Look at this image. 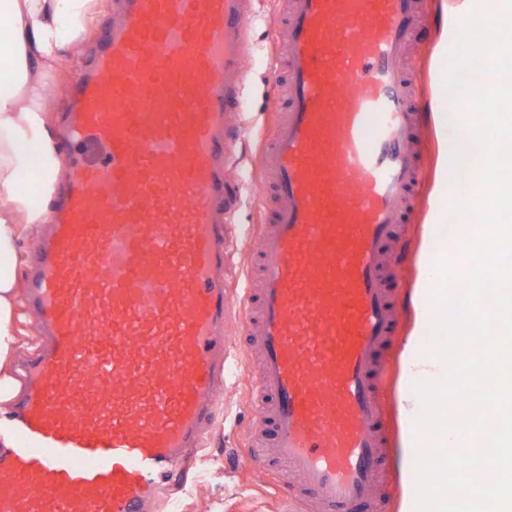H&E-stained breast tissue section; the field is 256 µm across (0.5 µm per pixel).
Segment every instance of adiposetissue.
<instances>
[{"instance_id": "adipose-tissue-1", "label": "adipose tissue", "mask_w": 512, "mask_h": 512, "mask_svg": "<svg viewBox=\"0 0 512 512\" xmlns=\"http://www.w3.org/2000/svg\"><path fill=\"white\" fill-rule=\"evenodd\" d=\"M103 2L0 0V18L10 23L0 37V71L5 74L0 81V401L15 394L4 370L19 347V242L23 231L49 221L47 210L34 204L24 176L36 173L47 194L62 166L46 120L44 87Z\"/></svg>"}]
</instances>
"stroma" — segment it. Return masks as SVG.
<instances>
[{
	"label": "stroma",
	"instance_id": "obj_1",
	"mask_svg": "<svg viewBox=\"0 0 512 512\" xmlns=\"http://www.w3.org/2000/svg\"><path fill=\"white\" fill-rule=\"evenodd\" d=\"M284 8L283 0H256L255 14L251 17L250 37L254 51L248 61L249 92L245 107V139L242 144L244 158H251L259 136L269 131V103L273 88L268 73L273 65L270 19ZM442 25H435L424 34L423 44L416 48V59L421 64L424 88L423 106L431 112L439 108L445 94L437 82L441 70L438 41ZM428 142L426 183L422 193V209L416 222L410 223L411 243L408 273L401 295L403 320L391 353L383 388L387 394L391 413H398L402 389L409 385L403 376L402 347L405 336L412 328V292L418 278L419 254L422 242L431 237L437 224L432 217L437 159L442 137L435 124L424 131ZM241 290L231 294V311L227 324L229 363L231 372L222 389L215 394L217 419L204 436V445L194 457V465L184 487L158 505L157 512H282L271 488L272 472L245 462V442L251 416L249 387L250 374L242 363L240 302Z\"/></svg>",
	"mask_w": 512,
	"mask_h": 512
}]
</instances>
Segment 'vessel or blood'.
I'll return each instance as SVG.
<instances>
[{
    "instance_id": "vessel-or-blood-1",
    "label": "vessel or blood",
    "mask_w": 512,
    "mask_h": 512,
    "mask_svg": "<svg viewBox=\"0 0 512 512\" xmlns=\"http://www.w3.org/2000/svg\"><path fill=\"white\" fill-rule=\"evenodd\" d=\"M251 2L119 0L70 88L62 201L26 284L42 345L0 413V512H148L214 423ZM284 4L273 130L250 163L248 457L277 462L291 512H382L398 229L425 183L424 0Z\"/></svg>"
}]
</instances>
